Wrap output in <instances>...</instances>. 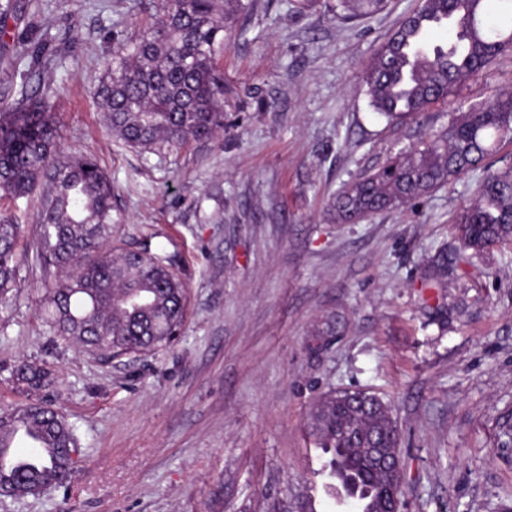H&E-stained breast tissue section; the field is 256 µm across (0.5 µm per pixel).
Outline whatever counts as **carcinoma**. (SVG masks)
Wrapping results in <instances>:
<instances>
[{
  "label": "carcinoma",
  "instance_id": "carcinoma-1",
  "mask_svg": "<svg viewBox=\"0 0 512 512\" xmlns=\"http://www.w3.org/2000/svg\"><path fill=\"white\" fill-rule=\"evenodd\" d=\"M386 0H336V17L377 13ZM244 0H164L161 11L135 37L114 34L112 54L101 60L99 106L111 131L143 152L178 149L224 128V76L215 68L224 30L245 11ZM454 30L452 42L435 44L431 32ZM512 50V0H422L377 49L363 73L369 107L391 122L417 117ZM50 83L22 85L16 105L0 106V192L27 196L46 179L49 188L36 216V253L56 271L41 313L56 335L104 359L151 352L169 345L185 316V288L172 265L146 249L112 245V181L92 157H58ZM512 143V93L458 109L448 126L392 156L377 170L344 184L329 203L336 224L405 206L471 171L486 172L463 202L453 230L465 249L483 250L512 240V164L491 169L487 160ZM21 225L0 218V301L13 286ZM11 378L37 392L53 382L44 364L21 361ZM19 414L40 436L42 461L0 471L4 495L22 498L37 487H60L71 475L77 439L65 417L48 403L0 411V449ZM308 434L330 454V473L348 493L382 512L378 478L361 447L376 440L400 447V431L383 402L348 409L336 394L313 406Z\"/></svg>",
  "mask_w": 512,
  "mask_h": 512
}]
</instances>
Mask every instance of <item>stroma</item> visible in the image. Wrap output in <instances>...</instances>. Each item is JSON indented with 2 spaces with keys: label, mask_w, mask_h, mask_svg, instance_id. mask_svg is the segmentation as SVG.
Returning <instances> with one entry per match:
<instances>
[{
  "label": "stroma",
  "mask_w": 512,
  "mask_h": 512,
  "mask_svg": "<svg viewBox=\"0 0 512 512\" xmlns=\"http://www.w3.org/2000/svg\"><path fill=\"white\" fill-rule=\"evenodd\" d=\"M0 42L9 74L61 88L63 154L94 155L122 221L116 245L148 247L186 284L174 342L104 360L39 314L55 280L36 257L45 185L0 196L22 223L16 284L0 308V407L51 401L81 453L71 477L0 512H355L323 489L307 432L324 394L365 390L401 432L403 512H512V241L463 248L452 222L484 172L355 224L329 220L346 182L448 124L460 105L512 92V52L417 119L387 124L361 88L378 46L416 0L352 22L334 0H253L227 33L224 129L143 153L104 124L101 58L112 33L151 22L159 0H19ZM448 261L445 287L436 265ZM44 363L39 395L13 383ZM11 378L18 384H23L30 392L42 391L54 381L51 370L44 364L21 361L15 364Z\"/></svg>",
  "instance_id": "1"
}]
</instances>
